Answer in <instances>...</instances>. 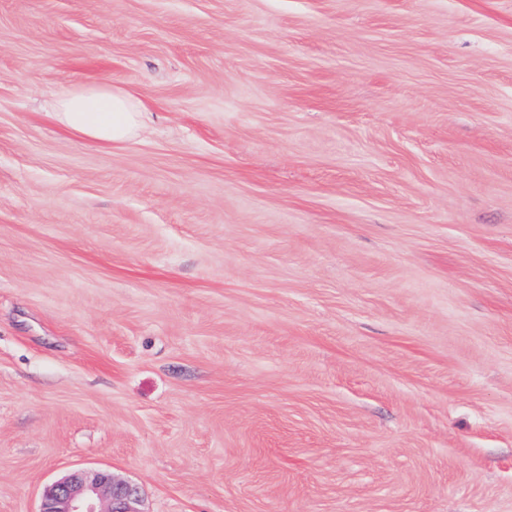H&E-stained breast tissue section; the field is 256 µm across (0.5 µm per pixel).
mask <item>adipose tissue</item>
Wrapping results in <instances>:
<instances>
[{
	"mask_svg": "<svg viewBox=\"0 0 512 512\" xmlns=\"http://www.w3.org/2000/svg\"><path fill=\"white\" fill-rule=\"evenodd\" d=\"M55 122L80 139L119 144L147 127L148 112L129 92L107 82L81 85L50 105Z\"/></svg>",
	"mask_w": 512,
	"mask_h": 512,
	"instance_id": "adipose-tissue-1",
	"label": "adipose tissue"
}]
</instances>
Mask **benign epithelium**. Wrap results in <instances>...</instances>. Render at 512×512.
Here are the masks:
<instances>
[{
  "label": "benign epithelium",
  "instance_id": "1",
  "mask_svg": "<svg viewBox=\"0 0 512 512\" xmlns=\"http://www.w3.org/2000/svg\"><path fill=\"white\" fill-rule=\"evenodd\" d=\"M139 490L105 471L74 473L51 487L40 512H140Z\"/></svg>",
  "mask_w": 512,
  "mask_h": 512
}]
</instances>
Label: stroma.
Segmentation results:
<instances>
[{"label": "stroma", "instance_id": "35a3bbf8", "mask_svg": "<svg viewBox=\"0 0 512 512\" xmlns=\"http://www.w3.org/2000/svg\"><path fill=\"white\" fill-rule=\"evenodd\" d=\"M90 468L512 512V0H0V512ZM50 113L67 132L101 145L135 138L147 128L150 114L129 92L108 82L64 92L50 104Z\"/></svg>", "mask_w": 512, "mask_h": 512}]
</instances>
